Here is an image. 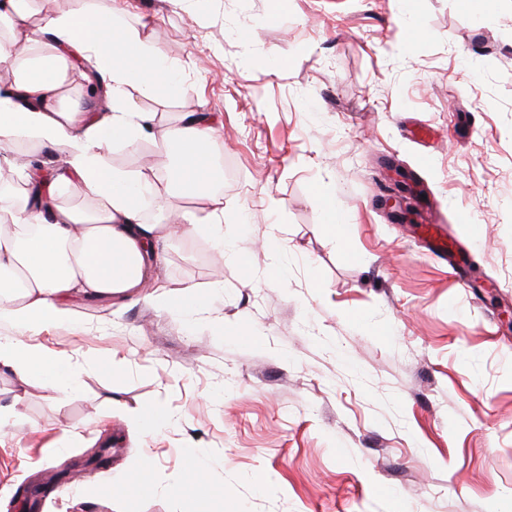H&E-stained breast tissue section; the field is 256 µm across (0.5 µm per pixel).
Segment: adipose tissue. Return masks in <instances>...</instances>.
<instances>
[{"label":"adipose tissue","instance_id":"obj_1","mask_svg":"<svg viewBox=\"0 0 512 512\" xmlns=\"http://www.w3.org/2000/svg\"><path fill=\"white\" fill-rule=\"evenodd\" d=\"M1 27L9 43L0 44V61L10 66L13 80L0 85V164L19 182L0 193V322L14 329L0 336V367L20 382L35 376L69 396L82 365L35 336L46 324L73 322L74 298L107 299L118 309L143 301L187 316L207 308L209 290L193 283L170 289L158 283L156 271L175 230L189 235L199 222L195 213L176 212L174 199L212 196L208 225L223 245L224 200L213 192L211 171L216 130L190 114L161 130L153 113L137 109L126 86L149 93L157 77L177 74L156 42L119 24L112 0H72L59 14L36 10L34 0H0ZM76 57L106 88L107 116L68 102L69 89L89 74L74 68ZM154 137L177 148L161 190L142 172L107 162L116 144L135 148ZM21 143L59 155L62 167L20 164ZM73 184L83 187L86 204L60 200L61 189ZM146 199L164 218L179 215V222H145ZM221 253L239 257L224 245Z\"/></svg>","mask_w":512,"mask_h":512}]
</instances>
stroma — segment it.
Listing matches in <instances>:
<instances>
[{
  "instance_id": "1",
  "label": "stroma",
  "mask_w": 512,
  "mask_h": 512,
  "mask_svg": "<svg viewBox=\"0 0 512 512\" xmlns=\"http://www.w3.org/2000/svg\"><path fill=\"white\" fill-rule=\"evenodd\" d=\"M113 7L182 74L129 87L139 108L216 121L224 242L243 259L203 231L173 240L167 284L215 289L198 322L76 300L38 337L83 363L69 398L0 372V410L26 392L0 436V512H512V0ZM397 164L431 189L401 219L383 203ZM460 206L476 226L453 223ZM431 211L465 276L428 255ZM113 399L173 421L132 433ZM105 443L111 465H88ZM191 448L217 457L209 496L185 477Z\"/></svg>"
}]
</instances>
